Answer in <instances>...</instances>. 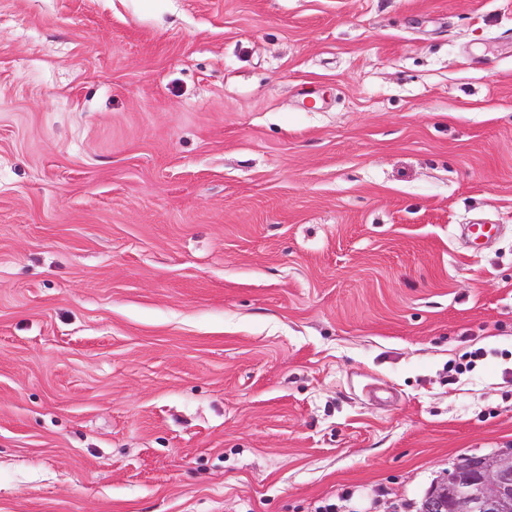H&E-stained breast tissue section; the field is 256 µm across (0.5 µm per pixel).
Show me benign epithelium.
Returning <instances> with one entry per match:
<instances>
[{"instance_id":"benign-epithelium-1","label":"benign epithelium","mask_w":512,"mask_h":512,"mask_svg":"<svg viewBox=\"0 0 512 512\" xmlns=\"http://www.w3.org/2000/svg\"><path fill=\"white\" fill-rule=\"evenodd\" d=\"M421 512H512V453L457 464L432 486Z\"/></svg>"}]
</instances>
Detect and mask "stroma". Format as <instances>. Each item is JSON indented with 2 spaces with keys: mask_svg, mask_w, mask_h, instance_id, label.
<instances>
[{
  "mask_svg": "<svg viewBox=\"0 0 512 512\" xmlns=\"http://www.w3.org/2000/svg\"><path fill=\"white\" fill-rule=\"evenodd\" d=\"M505 449L512 0H0V512H418Z\"/></svg>",
  "mask_w": 512,
  "mask_h": 512,
  "instance_id": "obj_1",
  "label": "stroma"
}]
</instances>
